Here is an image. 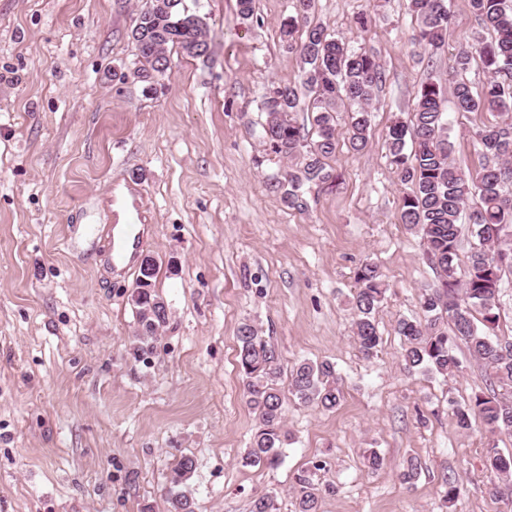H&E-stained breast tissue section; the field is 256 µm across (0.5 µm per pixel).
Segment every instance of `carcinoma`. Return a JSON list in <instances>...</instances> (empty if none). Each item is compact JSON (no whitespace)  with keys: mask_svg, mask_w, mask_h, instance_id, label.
Segmentation results:
<instances>
[{"mask_svg":"<svg viewBox=\"0 0 512 512\" xmlns=\"http://www.w3.org/2000/svg\"><path fill=\"white\" fill-rule=\"evenodd\" d=\"M157 3V7L141 10L131 30L135 45L133 74L145 82L157 78V66L170 63L172 50L201 58L210 49L205 17L191 11L184 0ZM293 4L295 15L281 23L280 32L303 63L302 81L312 93L306 111L311 113L315 139L308 140L304 128L290 118L301 104L296 84L272 87L261 103V111L266 115L262 135L271 152L290 161L303 156L299 173H288V184L276 185L288 206L300 208L301 183L330 178L325 159L336 152L338 113L348 114L351 149L359 152L368 146L369 106L385 75L373 53L349 50L342 39L322 25L307 26L304 37L294 42L293 34L307 20L315 0H293ZM470 6L478 24L491 35L477 48L490 77L479 93L463 80L455 82V110L507 111L512 108V7L507 0H470ZM409 9L417 21L415 41L432 50L442 47L448 34L447 0H409ZM442 96L439 85L421 84L410 121L398 120L388 131L390 165L401 181L410 185L400 206L401 223L422 235L427 258L439 273L438 285L422 295V317L398 320L396 333L401 336L402 357L408 368L447 379L456 377L461 369L453 346L458 341L465 344L472 359L489 371L504 393L477 395L457 409L458 427L467 431L478 419L491 433L512 430V339L495 335L500 321L496 305L500 283L505 273H512V252L496 259L502 228L512 227V194L505 190V185L512 182V122H498L476 132L483 154L496 162L483 167L474 181L450 161ZM408 139L414 144L409 154L405 152ZM472 199L476 203L467 220L477 242L463 264L458 254L459 223ZM355 282L354 336L361 355L371 359L377 355L381 341L375 315L385 297V275L378 265L365 263L358 268ZM134 293L138 334L133 354L139 357L151 347L155 330L166 323L167 314L154 288L136 287ZM237 342L238 371L257 420L244 463L274 468L281 463L284 448L291 441L284 421V392L302 403L332 411L342 396L339 379L331 362L304 359L293 366L285 391L279 352L260 336L256 326L248 321L241 323ZM485 462L505 486L503 491L495 486V496H511L512 457L503 456L491 446L485 449ZM325 466V462L316 461L295 473V512H319L322 495L335 492L334 486L322 487L316 480V472ZM194 468L189 456L181 457L172 468L170 512H194V501L188 494Z\"/></svg>","mask_w":512,"mask_h":512,"instance_id":"cac0c4a2","label":"carcinoma"}]
</instances>
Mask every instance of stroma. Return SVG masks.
<instances>
[{
  "label": "stroma",
  "mask_w": 512,
  "mask_h": 512,
  "mask_svg": "<svg viewBox=\"0 0 512 512\" xmlns=\"http://www.w3.org/2000/svg\"><path fill=\"white\" fill-rule=\"evenodd\" d=\"M146 0H0V512H168L173 465L190 456L195 512H251L257 495L294 512L293 477L317 460L335 486L320 512H512L492 496L484 450L512 455V432L462 431L457 407L491 394L464 344L450 380L409 369L398 319L420 314L438 283L424 241L400 222L409 188L386 136L415 92H450L461 49L486 39L469 0H448L445 45H414L407 0H316L320 23L353 51L373 52L385 81L370 107V142L338 145L325 183L291 208L276 182L259 105L301 60L280 36L291 0H187L211 28L207 57H175L147 84L132 73L130 32ZM372 17L359 27V13ZM451 159L478 175L476 133L496 112H455L444 99ZM136 224L158 258L167 324L141 358L128 302L138 269L106 259L114 227ZM379 265L377 357L353 334L355 271ZM256 324L283 370L334 363L336 411L286 397L293 441L275 468L245 465L256 417L236 365L237 327ZM384 459L364 464L367 450ZM415 480L400 478L408 460ZM459 488L444 502L446 482Z\"/></svg>",
  "instance_id": "1"
}]
</instances>
